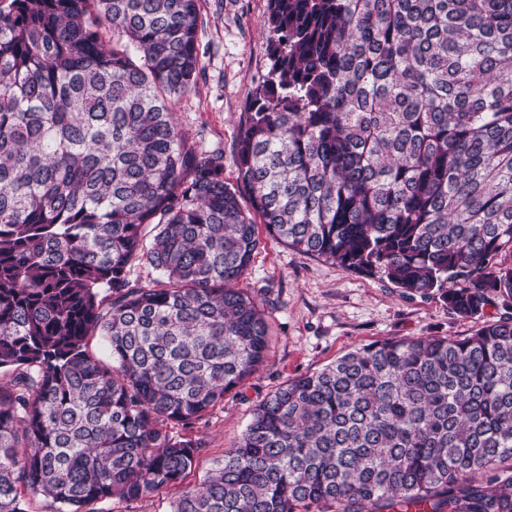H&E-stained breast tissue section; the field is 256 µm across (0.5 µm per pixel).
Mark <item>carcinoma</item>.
<instances>
[{"mask_svg":"<svg viewBox=\"0 0 512 512\" xmlns=\"http://www.w3.org/2000/svg\"><path fill=\"white\" fill-rule=\"evenodd\" d=\"M201 25L199 0H0V512L183 483L202 442L168 426L265 361L258 218L461 317L512 299V0H269L235 184L172 112ZM509 459L512 318L485 320L289 380L173 512H512V477L473 485Z\"/></svg>","mask_w":512,"mask_h":512,"instance_id":"obj_1","label":"carcinoma"}]
</instances>
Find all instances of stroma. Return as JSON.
<instances>
[{"label": "stroma", "instance_id": "1", "mask_svg": "<svg viewBox=\"0 0 512 512\" xmlns=\"http://www.w3.org/2000/svg\"><path fill=\"white\" fill-rule=\"evenodd\" d=\"M200 42L207 53L194 91L175 106L177 123L198 144L224 152V179L235 182L237 138L256 86L268 71V0H200ZM260 246L239 285L261 302L269 327L266 360L220 406L189 430L204 450L183 485L112 512H173L224 451L241 438L265 396L345 353L391 338L474 334L480 321L449 310L439 296H407L387 279L361 276L300 253L260 232Z\"/></svg>", "mask_w": 512, "mask_h": 512}]
</instances>
